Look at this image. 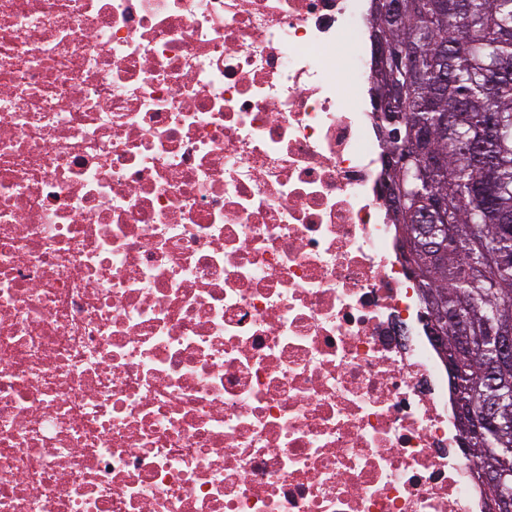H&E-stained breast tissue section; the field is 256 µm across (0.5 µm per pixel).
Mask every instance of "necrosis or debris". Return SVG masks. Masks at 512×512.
Instances as JSON below:
<instances>
[{"mask_svg":"<svg viewBox=\"0 0 512 512\" xmlns=\"http://www.w3.org/2000/svg\"><path fill=\"white\" fill-rule=\"evenodd\" d=\"M370 9L0 0V512H482Z\"/></svg>","mask_w":512,"mask_h":512,"instance_id":"4bbe7bcc","label":"necrosis or debris"}]
</instances>
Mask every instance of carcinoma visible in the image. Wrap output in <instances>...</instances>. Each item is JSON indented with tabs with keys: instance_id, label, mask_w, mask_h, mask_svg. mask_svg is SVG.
<instances>
[{
	"instance_id": "1",
	"label": "carcinoma",
	"mask_w": 512,
	"mask_h": 512,
	"mask_svg": "<svg viewBox=\"0 0 512 512\" xmlns=\"http://www.w3.org/2000/svg\"><path fill=\"white\" fill-rule=\"evenodd\" d=\"M392 2L373 0L370 37L382 36L395 58L405 59L412 42L419 55L391 71L387 82L373 77L371 92L387 97L397 145L414 150L424 126L443 162L418 182L403 209L392 207L393 221L406 244L435 222L447 225L439 234L444 261L422 252L409 262L426 307L444 301L463 314L448 333L449 349L464 337L481 350L475 357L458 354L455 385L463 401L478 407L490 393L489 381L512 387V368L492 377L494 346L483 320L486 310L500 307L512 325V264L500 261L512 254V232L501 231L512 226V0H402L397 10ZM448 110L452 120L445 129ZM491 110L503 113L492 130L486 125ZM436 193L448 198L446 217L419 222ZM507 419L506 430L477 438L476 469L512 473V410Z\"/></svg>"
}]
</instances>
